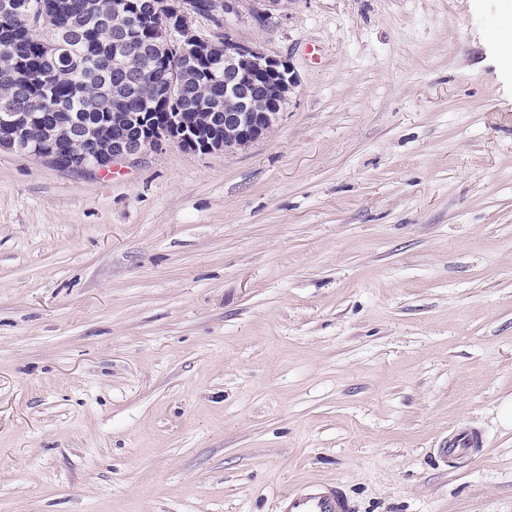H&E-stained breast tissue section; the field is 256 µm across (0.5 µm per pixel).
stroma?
Wrapping results in <instances>:
<instances>
[{
	"label": "stroma",
	"instance_id": "stroma-1",
	"mask_svg": "<svg viewBox=\"0 0 512 512\" xmlns=\"http://www.w3.org/2000/svg\"><path fill=\"white\" fill-rule=\"evenodd\" d=\"M233 29L299 78L252 145L0 150V512H512V0ZM441 445V448H436L439 457L444 459L464 457L475 448H483L485 436L478 429L457 426L448 433V438L443 440ZM279 512H352L354 507L339 483H310L280 498Z\"/></svg>",
	"mask_w": 512,
	"mask_h": 512
}]
</instances>
